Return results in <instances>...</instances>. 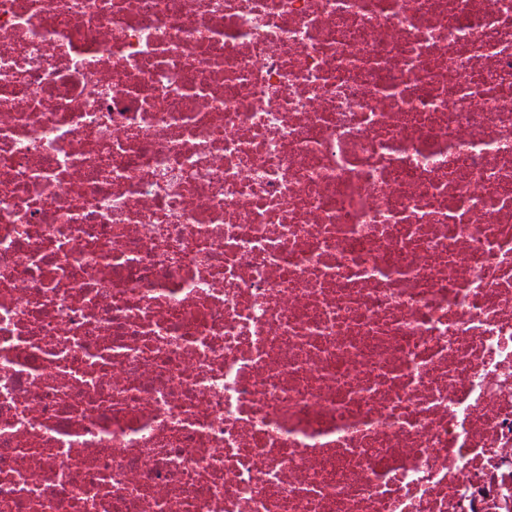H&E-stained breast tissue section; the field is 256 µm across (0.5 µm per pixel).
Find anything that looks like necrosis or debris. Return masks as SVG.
<instances>
[{
  "label": "necrosis or debris",
  "mask_w": 512,
  "mask_h": 512,
  "mask_svg": "<svg viewBox=\"0 0 512 512\" xmlns=\"http://www.w3.org/2000/svg\"><path fill=\"white\" fill-rule=\"evenodd\" d=\"M0 512H512V0H0Z\"/></svg>",
  "instance_id": "1"
}]
</instances>
